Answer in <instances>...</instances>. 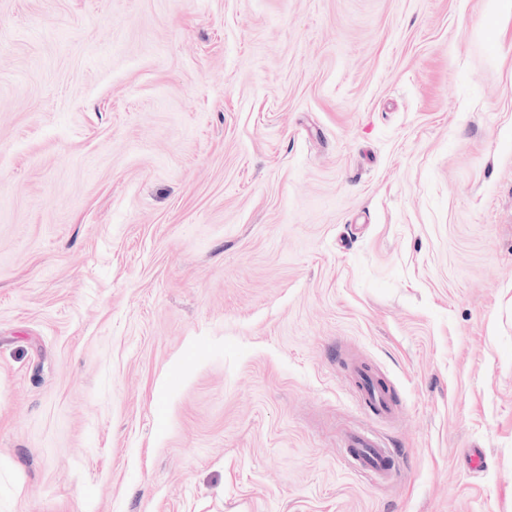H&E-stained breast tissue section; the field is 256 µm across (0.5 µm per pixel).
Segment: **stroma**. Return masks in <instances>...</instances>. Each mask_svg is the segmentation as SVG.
Returning a JSON list of instances; mask_svg holds the SVG:
<instances>
[{
  "instance_id": "obj_1",
  "label": "stroma",
  "mask_w": 512,
  "mask_h": 512,
  "mask_svg": "<svg viewBox=\"0 0 512 512\" xmlns=\"http://www.w3.org/2000/svg\"><path fill=\"white\" fill-rule=\"evenodd\" d=\"M0 512H512V9L0 0ZM349 369L356 381L359 399L370 413L382 421L393 418L396 413L394 400L370 370L363 365H352ZM343 441L355 469L380 478L391 476V449L377 435L364 429H354Z\"/></svg>"
}]
</instances>
